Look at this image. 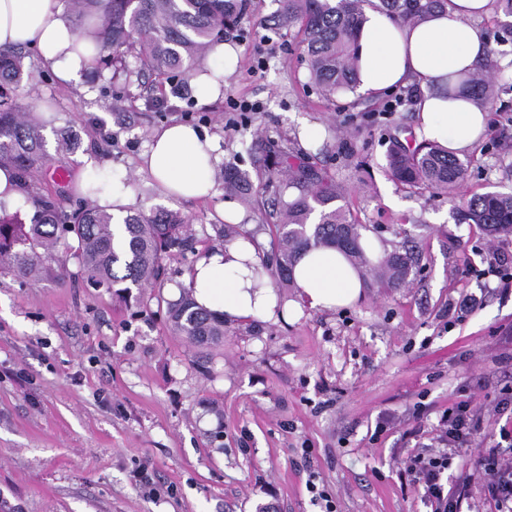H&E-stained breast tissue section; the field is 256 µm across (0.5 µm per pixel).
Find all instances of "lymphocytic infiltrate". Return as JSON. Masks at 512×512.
<instances>
[{"instance_id":"obj_1","label":"lymphocytic infiltrate","mask_w":512,"mask_h":512,"mask_svg":"<svg viewBox=\"0 0 512 512\" xmlns=\"http://www.w3.org/2000/svg\"><path fill=\"white\" fill-rule=\"evenodd\" d=\"M477 431L478 411L462 401L442 412L429 442H416L408 452L398 478L429 512H475L471 490L476 485L489 512H512V428H501L498 443L466 458Z\"/></svg>"}]
</instances>
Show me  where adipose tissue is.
Wrapping results in <instances>:
<instances>
[{"mask_svg":"<svg viewBox=\"0 0 512 512\" xmlns=\"http://www.w3.org/2000/svg\"><path fill=\"white\" fill-rule=\"evenodd\" d=\"M492 0H449L445 9L417 24L397 22L370 9L358 34L359 93L377 96L396 85L417 84V142H435L457 156L471 153L485 137L488 114L470 97L445 98L449 74L476 71L488 45L479 26ZM92 27L75 28L64 0H0V46L37 49L43 64L65 84L79 81L96 59ZM239 49L227 42L212 47L193 70L190 82L200 103L216 99L213 73L232 74ZM215 137L193 125L171 123L155 130L141 154L138 170L158 196L203 199L214 191L213 174L223 162ZM85 165L74 187L91 194L97 205L117 215L131 199L126 176L107 185ZM260 263L255 246L245 238L200 255L186 276L198 305L237 324L256 316L277 321L287 318L268 281L258 280ZM298 297L309 307L332 311L356 304L364 294L366 274L335 248L312 250L296 262Z\"/></svg>","mask_w":512,"mask_h":512,"instance_id":"adipose-tissue-1","label":"adipose tissue"}]
</instances>
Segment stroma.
I'll return each mask as SVG.
<instances>
[{
  "label": "stroma",
  "mask_w": 512,
  "mask_h": 512,
  "mask_svg": "<svg viewBox=\"0 0 512 512\" xmlns=\"http://www.w3.org/2000/svg\"><path fill=\"white\" fill-rule=\"evenodd\" d=\"M274 0H248L229 43L240 47L236 70L208 104L190 81L183 96L170 85L144 90L145 77L127 57L128 77L87 71L65 85L28 59L34 78L18 91L24 109H47L56 129L76 130L79 146L54 158L40 187L64 191L65 208L79 201L72 185L92 161L102 176H130L132 208L187 217L194 252L166 256L150 287L123 302L90 286L77 261L36 282L0 270V512H318L306 489L316 476L337 512H426L402 489L398 467L415 441L406 430L431 431L443 410L462 400L481 407L486 436L505 420L492 407L512 385V294L496 277H480L493 251L512 256V238H488L454 219L447 195L414 194L386 168L392 139L412 142L413 104L388 119L370 120L382 97H320L302 54L305 34L272 33L262 21ZM489 64L512 103V44H501L492 18L481 22ZM264 58V71L251 70ZM152 103H145V95ZM259 103L248 125L230 130L229 98ZM485 139L470 154L460 198L512 192V123L487 108ZM183 122L217 138L224 162L250 169L255 136L294 149L348 188L344 201L384 248L403 240L418 260L405 285L368 284L352 307L323 312L301 306L285 321L261 317L224 328V343L201 361L172 333L167 307L178 300L197 253L227 245L221 237L217 190L202 201H162L137 174L140 154L159 126ZM321 125L313 144L302 123ZM270 197L244 206L236 236L273 257ZM483 304L456 325L448 305L464 295ZM387 420L384 432L377 421ZM149 463L160 496L143 493L133 474Z\"/></svg>",
  "instance_id": "obj_1"
}]
</instances>
